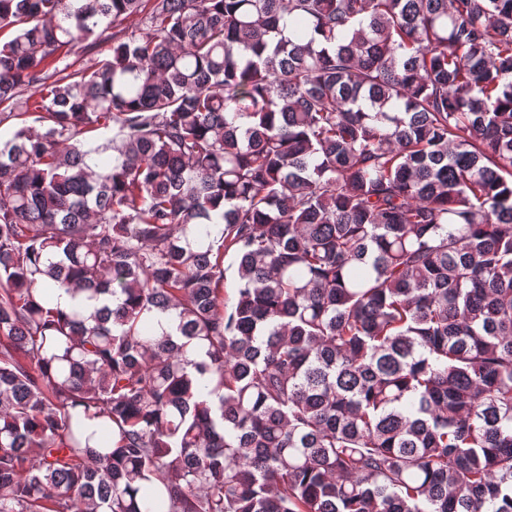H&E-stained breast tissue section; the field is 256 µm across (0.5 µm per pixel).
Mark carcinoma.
Here are the masks:
<instances>
[{
    "instance_id": "1",
    "label": "carcinoma",
    "mask_w": 512,
    "mask_h": 512,
    "mask_svg": "<svg viewBox=\"0 0 512 512\" xmlns=\"http://www.w3.org/2000/svg\"><path fill=\"white\" fill-rule=\"evenodd\" d=\"M5 29L0 512H512V0Z\"/></svg>"
}]
</instances>
